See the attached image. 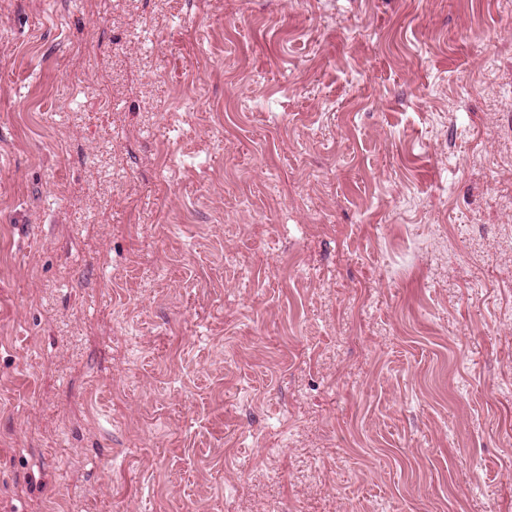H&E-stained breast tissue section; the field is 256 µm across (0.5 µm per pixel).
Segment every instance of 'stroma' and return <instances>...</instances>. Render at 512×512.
I'll return each mask as SVG.
<instances>
[{
  "instance_id": "stroma-1",
  "label": "stroma",
  "mask_w": 512,
  "mask_h": 512,
  "mask_svg": "<svg viewBox=\"0 0 512 512\" xmlns=\"http://www.w3.org/2000/svg\"><path fill=\"white\" fill-rule=\"evenodd\" d=\"M0 512H512V0H0Z\"/></svg>"
}]
</instances>
